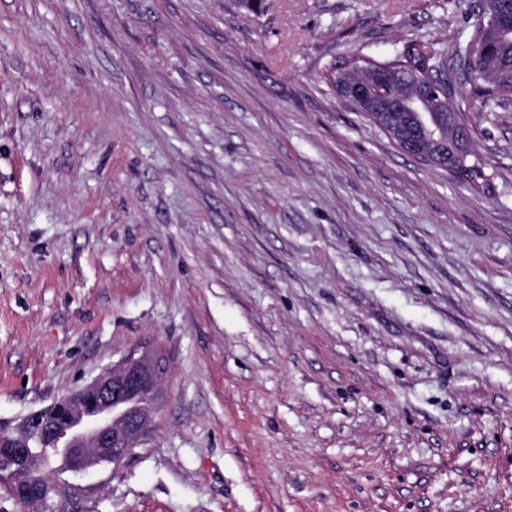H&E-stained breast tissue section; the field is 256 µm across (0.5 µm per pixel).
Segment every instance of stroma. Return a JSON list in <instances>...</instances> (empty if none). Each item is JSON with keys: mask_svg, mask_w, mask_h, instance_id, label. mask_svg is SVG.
<instances>
[{"mask_svg": "<svg viewBox=\"0 0 512 512\" xmlns=\"http://www.w3.org/2000/svg\"><path fill=\"white\" fill-rule=\"evenodd\" d=\"M264 5L0 0V426L152 339L88 512H512V108L473 190L322 79L457 0Z\"/></svg>", "mask_w": 512, "mask_h": 512, "instance_id": "35a3bbf8", "label": "stroma"}]
</instances>
